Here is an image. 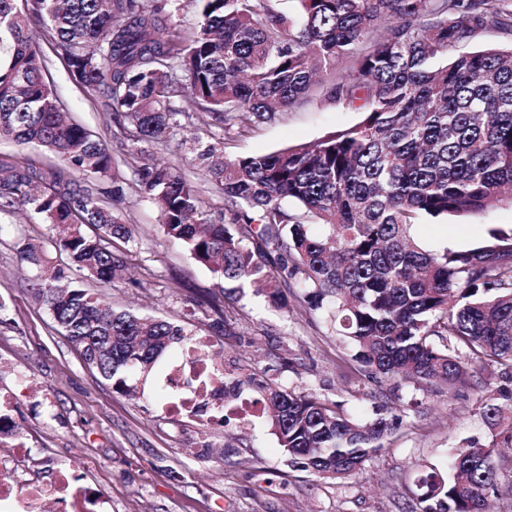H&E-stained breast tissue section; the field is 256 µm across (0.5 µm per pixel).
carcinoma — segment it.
Returning a JSON list of instances; mask_svg holds the SVG:
<instances>
[{
  "mask_svg": "<svg viewBox=\"0 0 512 512\" xmlns=\"http://www.w3.org/2000/svg\"><path fill=\"white\" fill-rule=\"evenodd\" d=\"M198 2L200 24L181 34L138 0H0V141L58 159L1 155L0 212L23 210L52 231L48 248L20 228L13 249L55 330L125 394L192 345L177 322L108 301L105 288L128 269L112 239L135 234L113 212L124 182L107 142L58 111L44 50L107 115L118 112L134 145L165 143L174 97L242 135L324 89L361 120L313 144L232 157L195 134L190 164L224 195L228 220L203 210L171 165L143 167L136 192L216 278L256 284L281 307L292 280L311 309L331 306L352 360L381 383L451 389L496 367L503 386L482 407L490 439L467 440L449 473L425 465L415 483L421 512H491L495 449H512V231L432 251L413 228L423 215L512 205V49L468 50L481 31L512 24V0H297L296 15L273 0ZM263 401L293 462L334 480L398 424L360 423L278 384Z\"/></svg>",
  "mask_w": 512,
  "mask_h": 512,
  "instance_id": "obj_1",
  "label": "carcinoma"
}]
</instances>
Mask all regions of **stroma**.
Listing matches in <instances>:
<instances>
[{
	"label": "stroma",
	"instance_id": "obj_1",
	"mask_svg": "<svg viewBox=\"0 0 512 512\" xmlns=\"http://www.w3.org/2000/svg\"><path fill=\"white\" fill-rule=\"evenodd\" d=\"M46 74L64 110L110 145L126 187L115 209L139 229L135 242H112L129 257L126 280L109 291L114 306L177 320L223 361L229 377L242 380L243 398L261 400V384L276 383L365 422L386 412L401 422L356 475L337 483L292 463L264 418L204 429L192 419L169 418L145 398L114 392L53 330L47 308L35 298L12 248L23 215H0V392L10 395L28 446L43 455L42 462L19 470L20 481H46L55 465L78 464L81 483L105 494L109 512H418L411 493L415 464L445 468L464 440L489 437L481 407L500 384L495 368L481 371L480 385L449 391L424 392L405 381L379 384L357 371L351 350L321 313L301 301V289L287 288L284 309L246 283L225 291L164 234L155 205L135 191L139 170L155 158L193 174L184 140L206 128L205 112L196 110L168 146L145 143L133 153L123 126L107 123L55 57H48ZM360 118L321 95L254 132L225 139L224 152L248 156L313 143ZM490 224L512 228V207L426 216L416 233L429 250L463 248L478 243ZM212 296L219 298L221 314L207 306Z\"/></svg>",
	"mask_w": 512,
	"mask_h": 512
}]
</instances>
